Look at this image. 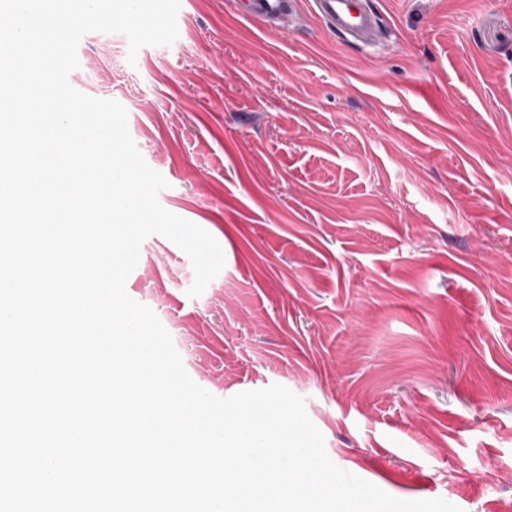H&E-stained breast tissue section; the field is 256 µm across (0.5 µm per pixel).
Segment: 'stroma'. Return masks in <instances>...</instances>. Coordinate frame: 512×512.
<instances>
[{
	"label": "stroma",
	"mask_w": 512,
	"mask_h": 512,
	"mask_svg": "<svg viewBox=\"0 0 512 512\" xmlns=\"http://www.w3.org/2000/svg\"><path fill=\"white\" fill-rule=\"evenodd\" d=\"M310 0L284 27L180 0L128 57L90 32L68 81L119 102L158 200L225 258L198 297L153 234L127 294L191 379L302 397L332 462L401 500L512 503V0H367L346 40Z\"/></svg>",
	"instance_id": "35a3bbf8"
}]
</instances>
